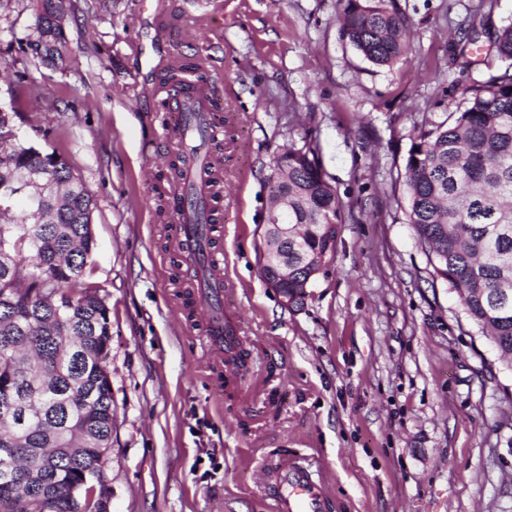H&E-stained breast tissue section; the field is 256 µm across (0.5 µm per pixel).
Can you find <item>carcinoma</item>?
<instances>
[{"label": "carcinoma", "mask_w": 512, "mask_h": 512, "mask_svg": "<svg viewBox=\"0 0 512 512\" xmlns=\"http://www.w3.org/2000/svg\"><path fill=\"white\" fill-rule=\"evenodd\" d=\"M342 27L366 60L390 66L411 51L404 17L385 0H340ZM64 0H38L33 33L19 50L49 66L64 63ZM466 45L507 63L472 82L443 122L413 138L404 166L408 223L428 251L434 276L448 284L467 319L502 356H512V24L487 20L465 30ZM205 80L199 62L178 60L161 85L187 94ZM21 113L0 111V188L43 173L40 216L30 206L0 213V449L12 437L4 390L36 388L43 415L17 447L27 467L46 466L50 497L0 482V512H71L70 489L87 470L104 471L112 444V390L104 370L112 345L109 310L86 266L95 249L89 224L96 203L63 153L17 136ZM269 195L288 197L289 227L327 266L326 225L342 223L341 205L314 150L290 148L271 159Z\"/></svg>", "instance_id": "1"}]
</instances>
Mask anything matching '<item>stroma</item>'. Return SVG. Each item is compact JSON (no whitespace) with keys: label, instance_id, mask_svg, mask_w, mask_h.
<instances>
[{"label":"stroma","instance_id":"obj_1","mask_svg":"<svg viewBox=\"0 0 512 512\" xmlns=\"http://www.w3.org/2000/svg\"><path fill=\"white\" fill-rule=\"evenodd\" d=\"M64 65L19 53L36 0H0V105L94 195L89 281L110 311L111 512H269L263 459L316 454L341 512H512V369L434 278L406 214L421 126L475 80L461 25L512 0H387L411 51L368 62L339 0H73ZM203 60L224 99V298L247 366L207 368L194 267L170 218L178 133L146 84L161 55ZM24 80H17V73ZM314 149L342 205L335 255L302 308L259 276L272 155Z\"/></svg>","mask_w":512,"mask_h":512}]
</instances>
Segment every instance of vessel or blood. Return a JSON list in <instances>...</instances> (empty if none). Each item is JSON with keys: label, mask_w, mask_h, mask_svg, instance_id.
<instances>
[{"label": "vessel or blood", "mask_w": 512, "mask_h": 512, "mask_svg": "<svg viewBox=\"0 0 512 512\" xmlns=\"http://www.w3.org/2000/svg\"><path fill=\"white\" fill-rule=\"evenodd\" d=\"M221 98L200 87L190 95L170 98L169 110L184 141L196 140L201 131L218 134L222 125L216 119ZM214 160L197 156L184 171L180 184L182 193L190 195L194 207H183L174 219L180 226L184 245H194L200 239L214 240L221 228L204 222L199 209L211 205L216 194L212 177ZM224 260L217 253H207L193 286L196 307L204 325L213 359H221L224 345L234 342L239 332L237 320H225L224 290L228 286L223 273ZM261 489L270 495L275 512H335L336 503L328 494L315 458L288 454L278 457L270 466L261 469Z\"/></svg>", "instance_id": "b4317fda"}]
</instances>
